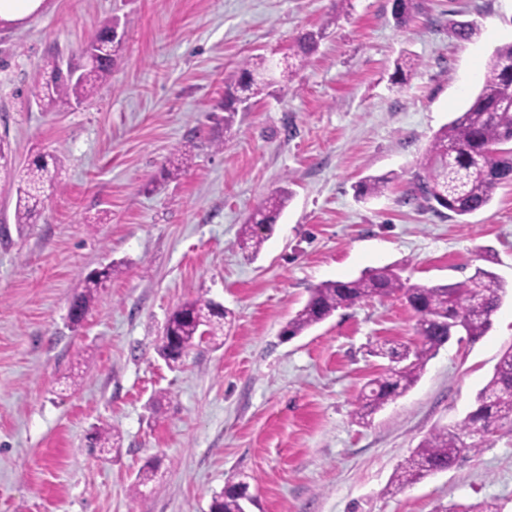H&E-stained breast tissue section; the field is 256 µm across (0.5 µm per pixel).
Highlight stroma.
<instances>
[{"label": "stroma", "instance_id": "stroma-1", "mask_svg": "<svg viewBox=\"0 0 512 512\" xmlns=\"http://www.w3.org/2000/svg\"><path fill=\"white\" fill-rule=\"evenodd\" d=\"M392 11L393 0H41L0 31V140L18 163L53 153L60 165L38 223L23 228L16 188L0 181V512H209L232 476L249 484V512H435L491 498L512 512V435L387 491L426 434L465 417L512 346L511 296L485 336L441 348L367 425L354 402L387 365L372 347L418 341L405 301L367 300L281 335L310 288L368 267L428 286L478 267L512 282V184L463 223L406 199L434 133L512 42V0H421L403 27ZM115 17L126 49L108 83L40 107L45 61L77 62ZM466 20L480 33L462 43L451 25ZM318 28L291 84L240 106L232 126L217 120L243 58L280 61ZM403 53L418 66L400 85ZM188 142L189 171L168 177ZM370 175L391 182L358 199ZM282 186L292 197L248 257L240 226ZM107 265L97 305L73 325L79 281ZM200 294L233 313L224 344L170 369L157 339ZM103 426L121 434L105 458L90 446ZM155 458L156 482L132 497Z\"/></svg>", "mask_w": 512, "mask_h": 512}]
</instances>
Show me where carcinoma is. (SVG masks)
<instances>
[{"instance_id": "1", "label": "carcinoma", "mask_w": 512, "mask_h": 512, "mask_svg": "<svg viewBox=\"0 0 512 512\" xmlns=\"http://www.w3.org/2000/svg\"><path fill=\"white\" fill-rule=\"evenodd\" d=\"M419 8L418 0H396L393 18L396 24H408ZM336 22L326 20L319 31L304 32L294 38L290 58L304 66L314 51L324 29ZM455 37L468 41L478 34L474 23H452ZM107 27L94 48L91 59L78 67L62 68L53 60L44 65L47 77L37 87L36 101L46 109L70 99H90L112 73V66L121 56L125 40L111 34ZM272 71L264 56H250L242 61L235 82L224 96V126L233 124L239 103L230 97L237 91L244 98H254L265 87V75ZM512 42L496 48L486 64V74L480 90L466 109L441 126L433 135L420 163L407 198L423 201L437 213L445 209L457 216L473 214L485 208L495 189L512 183ZM194 146L176 148L167 175L178 178L192 165ZM0 172L17 185L15 224L22 227L35 224L47 198L46 191L58 183L57 158L42 154L25 166L16 164L11 152L0 142ZM391 177L368 176L356 186L361 198L382 193ZM288 190L279 189L263 200L257 212L241 226L237 244L251 255L259 253L267 240L263 232L271 230L277 216L286 208ZM112 276V266L94 272L82 280L75 292L69 315L72 323L80 322L97 301L98 288ZM507 294L506 283L495 273L478 268L466 281L454 284L418 285L403 279L391 266L367 269L351 280L324 281L310 290L304 306L283 329V335L299 336L324 322L334 312L372 298L401 297L416 314L415 333L419 342L414 350L402 353L386 345L377 346L376 354L391 361L408 364L388 367L368 383V390L359 394L354 415L368 424L372 416L387 404L406 393L420 377L426 363L449 342L457 332L465 333L471 343L491 327L493 314ZM231 312L217 308L214 300L199 295L177 306L167 317L163 334L156 346L164 362L175 367L203 343L224 336V326ZM485 427L497 436L512 433V346L500 357L487 384L476 396L473 409L455 426L429 432L412 454L396 470L391 486L400 490L420 480L459 466L465 459L476 456L488 446L474 430ZM119 432L103 427L95 433V447L116 448ZM246 482H227L224 490L212 498L210 512H245L248 500ZM436 512H502L496 500L481 501L468 506L451 504Z\"/></svg>"}]
</instances>
